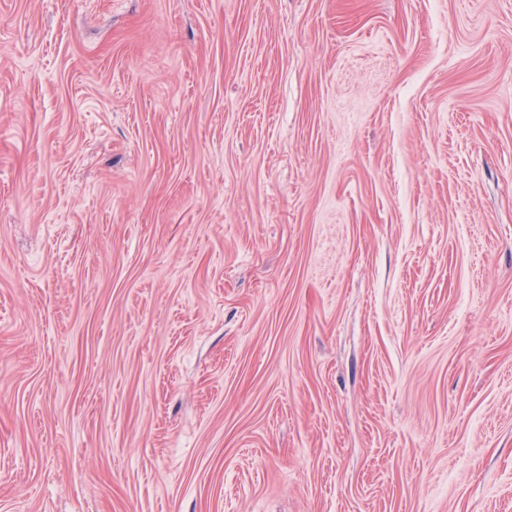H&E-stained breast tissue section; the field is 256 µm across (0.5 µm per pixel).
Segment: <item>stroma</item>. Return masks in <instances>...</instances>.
<instances>
[{"label":"stroma","instance_id":"stroma-1","mask_svg":"<svg viewBox=\"0 0 512 512\" xmlns=\"http://www.w3.org/2000/svg\"><path fill=\"white\" fill-rule=\"evenodd\" d=\"M0 512H512V0H0Z\"/></svg>","mask_w":512,"mask_h":512}]
</instances>
